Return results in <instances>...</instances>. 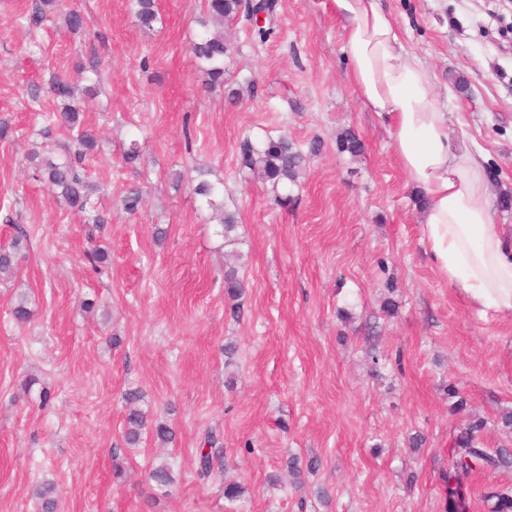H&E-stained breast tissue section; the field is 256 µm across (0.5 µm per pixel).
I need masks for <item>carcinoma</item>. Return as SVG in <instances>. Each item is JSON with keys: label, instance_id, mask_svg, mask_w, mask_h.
Listing matches in <instances>:
<instances>
[{"label": "carcinoma", "instance_id": "1", "mask_svg": "<svg viewBox=\"0 0 512 512\" xmlns=\"http://www.w3.org/2000/svg\"><path fill=\"white\" fill-rule=\"evenodd\" d=\"M207 17L200 21L202 32L192 43V52L206 67L211 84L224 83V59L231 53L232 43L224 35V29L230 28L239 17L251 19L254 14L262 13L266 24L272 26L277 19L278 0H206ZM60 7L58 0H33L32 7L25 16L26 27L34 36L44 22ZM129 8L135 13L145 27L157 21L154 0H129ZM63 26L71 33H80L86 28L83 13L71 7L62 12ZM53 97L60 106L44 115L43 126L39 135L53 142L56 154L44 156L38 151L29 154V161L49 189L56 192L66 204L77 210H84L89 193L98 186L89 180V173L83 160L96 146V139L81 119L77 104V88L65 75L55 74L50 83ZM321 142L310 144L308 153H303L286 136L270 138L261 144L244 139L239 144V155L245 166L257 172L264 180L275 185L293 183L297 180L307 159L317 154ZM195 194L201 196L207 206L219 217L224 230V238H230L235 231L237 217L235 213L224 210V183L202 180L194 186ZM243 284L231 269L224 275V292L232 300H238L242 294ZM144 399L140 390H129L124 394L127 404V424L125 442L130 446L139 444L145 427V413L138 407ZM221 439L212 431L204 432L200 441L196 461L198 479L209 478L214 462L222 458ZM453 468L459 472L480 470H499L512 468V451L506 448L491 450L483 448L474 438L469 437L461 443V450L456 454ZM43 512H55L57 501L55 487L51 483L43 484L37 491Z\"/></svg>", "mask_w": 512, "mask_h": 512}]
</instances>
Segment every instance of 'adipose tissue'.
<instances>
[{"mask_svg": "<svg viewBox=\"0 0 512 512\" xmlns=\"http://www.w3.org/2000/svg\"><path fill=\"white\" fill-rule=\"evenodd\" d=\"M350 84L389 126L408 180L427 200L423 232L439 273L471 308L512 314V232L494 222L486 158L453 138L432 73L408 52L383 0H333Z\"/></svg>", "mask_w": 512, "mask_h": 512, "instance_id": "ef3b65f1", "label": "adipose tissue"}]
</instances>
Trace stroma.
<instances>
[{"label": "stroma", "mask_w": 512, "mask_h": 512, "mask_svg": "<svg viewBox=\"0 0 512 512\" xmlns=\"http://www.w3.org/2000/svg\"><path fill=\"white\" fill-rule=\"evenodd\" d=\"M62 4L87 31L54 17L30 38L28 0H0V118L13 130L0 140V249L16 251L0 276V512H40L34 490L47 481L57 512H491L512 468L448 473L474 419L484 447L512 448V315L478 314L435 268L419 190L349 83L332 0H279L264 36L235 23L215 87L191 51L205 0H155L150 28L126 0ZM386 5L433 74L450 133L485 152L500 200L512 191V13L501 0ZM92 55L100 74L85 69ZM54 73L78 83L99 141L82 211L28 161L51 152L37 131L58 106L44 90ZM348 128L360 155L339 146ZM282 133L323 147L295 183L275 185L238 144ZM133 141L134 170L122 165ZM203 171L224 182L231 239L193 192ZM133 184L143 203L131 214ZM99 214L112 221L97 230ZM93 245L109 256L96 271L84 258ZM229 265L245 284L236 316ZM22 297L23 324L11 315ZM132 389L173 442L147 430L126 446ZM207 429L223 434L224 458L203 483ZM313 456L315 471L288 474V459ZM162 462L173 481L160 488L149 473ZM228 480L245 489L237 501L224 498Z\"/></svg>", "instance_id": "35a3bbf8"}]
</instances>
